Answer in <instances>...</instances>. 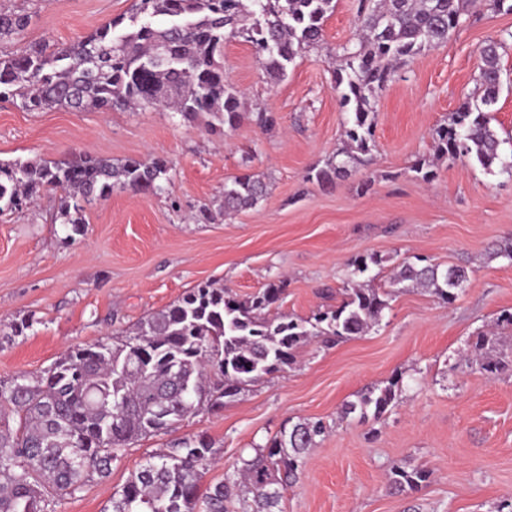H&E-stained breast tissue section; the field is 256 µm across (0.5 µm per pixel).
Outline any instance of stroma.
<instances>
[{"instance_id": "1", "label": "stroma", "mask_w": 512, "mask_h": 512, "mask_svg": "<svg viewBox=\"0 0 512 512\" xmlns=\"http://www.w3.org/2000/svg\"><path fill=\"white\" fill-rule=\"evenodd\" d=\"M132 4L0 0L30 17L21 34L0 42V54L68 44L129 16ZM356 6L334 0L322 41L280 80L250 43L227 41L224 80L242 94L243 119L233 129L212 131L151 106L30 112L19 100L0 101V162L71 152L115 161L159 156L172 178L159 196L114 189L86 206L85 230L72 236L57 217L60 193L0 212V381L129 329L207 281L247 298L287 279L279 313L310 317L341 301L351 260L372 253L381 263L366 277L391 292L378 324L349 339H311L285 372L265 376L218 412L186 419L171 437H210L209 485L286 421L320 420L327 433L285 492L282 512H496L512 499V372L481 373L467 344L512 312V262L488 257L490 247L512 241V177L473 160L441 159L426 182L413 166L432 157L436 129L477 93L480 49L492 37L503 42L492 124L512 132V13L473 7L447 43L407 58L372 100L368 163L323 187L308 174L343 146L350 114L334 75L356 29ZM261 112L274 124L260 125ZM246 170L267 182L266 197L196 223V211L217 209L225 181ZM418 257L467 266L453 304L420 288L391 291L394 267ZM21 321L30 329L12 336ZM395 379L402 387L381 419L345 414L358 393ZM168 438L131 445L108 477L57 501L55 512H103ZM397 466L427 470L429 480L394 491Z\"/></svg>"}]
</instances>
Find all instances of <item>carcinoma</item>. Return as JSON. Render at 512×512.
Masks as SVG:
<instances>
[{
  "instance_id": "carcinoma-1",
  "label": "carcinoma",
  "mask_w": 512,
  "mask_h": 512,
  "mask_svg": "<svg viewBox=\"0 0 512 512\" xmlns=\"http://www.w3.org/2000/svg\"><path fill=\"white\" fill-rule=\"evenodd\" d=\"M468 2L359 0L358 33L342 46L346 67L335 73L342 105L352 106L346 147L312 168L309 179L332 186L350 166L365 164L374 137L371 99L389 82L393 62L447 42ZM331 9L332 0H134L129 25L120 32L121 18L70 44L0 57V99L18 97L32 112L161 105L185 122L204 115L211 127L234 128L242 119L241 102L224 82V41L251 43L268 74L281 79L302 50L322 40ZM28 20L25 13L0 8V40L22 32ZM501 47L495 40L482 47V95L462 104L451 124L436 132L435 144L440 158L473 159L512 176V156L501 151L506 139L490 115L501 84ZM170 170L158 157L114 163L81 153L52 162H0V211L60 190L62 223L80 233L83 205L116 186L158 195ZM266 194L261 177L236 176L224 183V214L251 207ZM379 264L373 254L359 255L351 275ZM467 280L460 265L407 263L398 267L393 285L431 288L450 304ZM284 291L280 280L241 299L206 282L130 331L74 348L40 372L0 381V512H54L52 499L107 477L130 445L222 408L246 387L292 365L304 341L363 335L389 308L388 293L356 284L344 287L336 308L310 318L270 315ZM480 370L496 376L512 370V360H485ZM398 390L397 381L370 388L346 412L362 418L371 412L378 419L395 404ZM324 433L319 420L284 426L204 490L212 440L204 433L176 439L132 473L105 512H281L284 492ZM427 479L422 469L392 472L397 488L418 489Z\"/></svg>"
}]
</instances>
